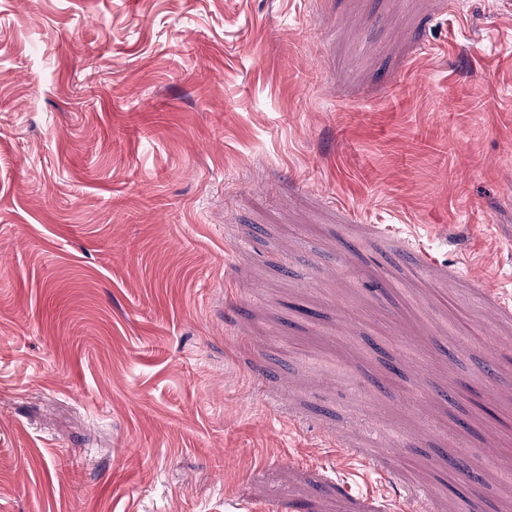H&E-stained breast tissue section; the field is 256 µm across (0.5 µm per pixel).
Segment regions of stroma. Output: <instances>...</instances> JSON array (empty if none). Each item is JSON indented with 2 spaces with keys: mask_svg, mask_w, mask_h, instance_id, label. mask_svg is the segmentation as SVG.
I'll use <instances>...</instances> for the list:
<instances>
[{
  "mask_svg": "<svg viewBox=\"0 0 512 512\" xmlns=\"http://www.w3.org/2000/svg\"><path fill=\"white\" fill-rule=\"evenodd\" d=\"M475 392L512 0H0V512H512Z\"/></svg>",
  "mask_w": 512,
  "mask_h": 512,
  "instance_id": "35a3bbf8",
  "label": "stroma"
}]
</instances>
